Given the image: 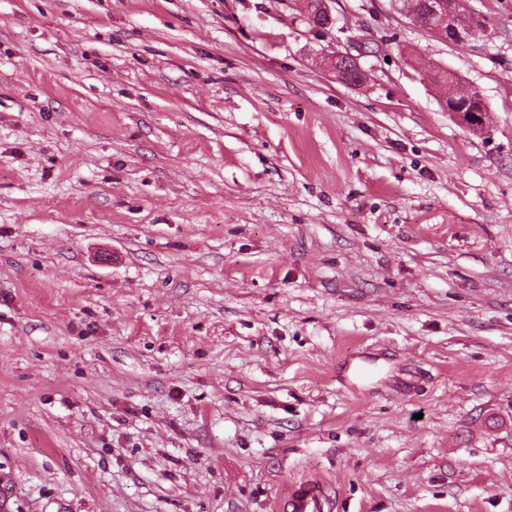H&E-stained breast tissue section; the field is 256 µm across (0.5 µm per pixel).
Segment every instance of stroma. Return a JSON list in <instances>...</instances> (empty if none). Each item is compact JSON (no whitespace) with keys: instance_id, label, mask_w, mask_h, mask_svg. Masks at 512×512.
Listing matches in <instances>:
<instances>
[{"instance_id":"1","label":"stroma","mask_w":512,"mask_h":512,"mask_svg":"<svg viewBox=\"0 0 512 512\" xmlns=\"http://www.w3.org/2000/svg\"><path fill=\"white\" fill-rule=\"evenodd\" d=\"M330 8L0 0L5 512H512V0ZM458 92L453 94L454 100H442L441 106L445 112H448L455 119H457L460 123L468 126V127H476L481 122L483 123V118L480 117V112L476 109H468L467 107L458 104L457 100H467L470 97V89L464 87L461 82H459ZM481 123V125H482ZM325 510L330 509L324 485L314 479L295 483L288 499L276 505L278 512H326Z\"/></svg>"}]
</instances>
